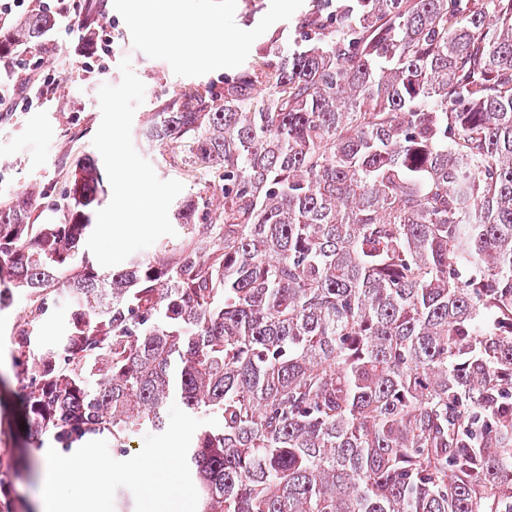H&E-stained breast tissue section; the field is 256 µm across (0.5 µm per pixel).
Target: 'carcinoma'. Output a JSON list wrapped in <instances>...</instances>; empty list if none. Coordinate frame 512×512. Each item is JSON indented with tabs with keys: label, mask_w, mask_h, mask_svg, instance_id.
I'll return each instance as SVG.
<instances>
[{
	"label": "carcinoma",
	"mask_w": 512,
	"mask_h": 512,
	"mask_svg": "<svg viewBox=\"0 0 512 512\" xmlns=\"http://www.w3.org/2000/svg\"><path fill=\"white\" fill-rule=\"evenodd\" d=\"M56 23L36 6L0 54ZM295 31L143 129L212 173L213 223L188 198L180 240L103 269L94 158L52 224L35 187L0 200L27 435L124 448L176 393L218 422L190 444L198 512H512V0H311ZM20 477L0 448V512ZM49 311L43 319L40 327L42 336L48 339H54L63 336L68 327V319L65 308L62 304L54 305L52 297L48 300Z\"/></svg>",
	"instance_id": "cac0c4a2"
}]
</instances>
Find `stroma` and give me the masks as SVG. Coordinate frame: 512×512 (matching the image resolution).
I'll use <instances>...</instances> for the list:
<instances>
[{
    "label": "stroma",
    "instance_id": "1",
    "mask_svg": "<svg viewBox=\"0 0 512 512\" xmlns=\"http://www.w3.org/2000/svg\"><path fill=\"white\" fill-rule=\"evenodd\" d=\"M141 19L128 11V0H83L81 13L72 15L70 27H56L46 52L35 55L16 50L13 63L23 80L16 99L26 96V77L55 71L59 86L52 99L26 112H14L0 123V197L15 194L32 183L44 193L34 213L37 223L55 219L74 167L80 159L100 160L106 194L94 221L109 220L120 201L118 183L125 165L142 174L153 193L149 215L127 209L124 223L136 232L119 239L90 233L86 249L108 267L123 265L135 254H150L160 244L182 234L172 214L189 196H208L212 190L204 170L179 158L174 149L148 145L141 133L152 113L160 111L173 91L224 84L225 76L259 64V47L275 48L278 41H294V22L309 7V0H142ZM112 23V53L105 68L86 71L76 53L77 30L84 14ZM184 17L212 24L224 31L243 33L244 46L232 58L218 57L208 64H193L147 30L165 27ZM114 143V163L103 160L107 143ZM30 300L18 294L0 309V448L11 449L22 465L41 460L42 448L62 452L80 446L81 438L46 435L30 444L20 425L17 391L26 373L25 356L13 349V336L24 321Z\"/></svg>",
    "mask_w": 512,
    "mask_h": 512
}]
</instances>
